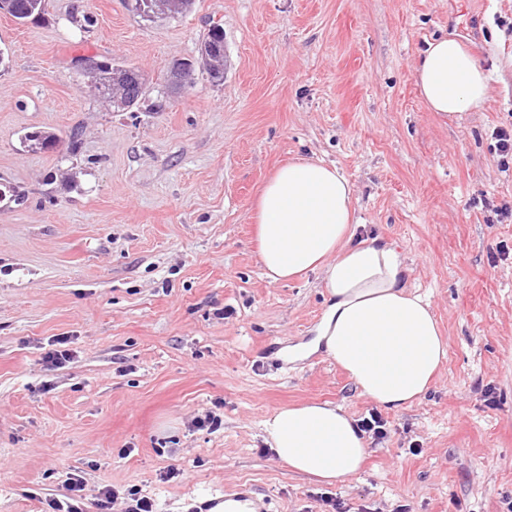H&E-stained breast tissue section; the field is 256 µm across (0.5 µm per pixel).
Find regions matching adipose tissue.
Returning a JSON list of instances; mask_svg holds the SVG:
<instances>
[{"label":"adipose tissue","mask_w":512,"mask_h":512,"mask_svg":"<svg viewBox=\"0 0 512 512\" xmlns=\"http://www.w3.org/2000/svg\"><path fill=\"white\" fill-rule=\"evenodd\" d=\"M415 78L428 108L451 119L482 109L488 98L483 67L451 38L428 43ZM254 221L269 283L321 277L325 310L308 351L324 350L381 408L421 400L447 343L429 303L408 290L398 247L377 236L356 238L348 179L319 161H290L262 188ZM262 426L278 461L330 484L357 474L368 453L355 421L329 402L277 408Z\"/></svg>","instance_id":"adipose-tissue-1"}]
</instances>
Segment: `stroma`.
I'll return each mask as SVG.
<instances>
[{
  "label": "stroma",
  "mask_w": 512,
  "mask_h": 512,
  "mask_svg": "<svg viewBox=\"0 0 512 512\" xmlns=\"http://www.w3.org/2000/svg\"><path fill=\"white\" fill-rule=\"evenodd\" d=\"M214 24L223 83L200 70L165 95ZM440 37L490 76L459 120L414 78ZM0 51V512H48L71 473L88 498L133 487L157 512L244 486L255 512H512V218L496 214L512 165L493 136L512 128V0H194L153 21L49 0L36 24L0 13ZM82 55L140 69L144 103L112 111ZM36 130L60 147L31 151ZM305 158L347 177L358 235L399 248L448 343L426 396L383 411L386 437L333 485L260 437L279 406L375 408L325 352L288 356L315 335L319 274L271 284L258 262L259 190ZM208 411L220 426L195 428ZM179 59L172 61L169 66L170 72L167 70L165 81L169 87L174 89H182L189 87L195 81V70L192 66H183Z\"/></svg>",
  "instance_id": "1"
}]
</instances>
